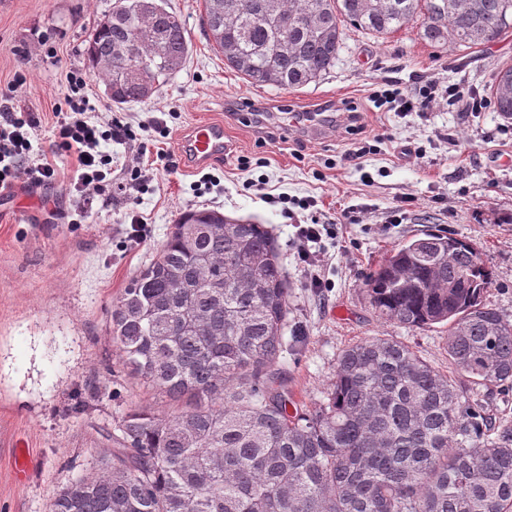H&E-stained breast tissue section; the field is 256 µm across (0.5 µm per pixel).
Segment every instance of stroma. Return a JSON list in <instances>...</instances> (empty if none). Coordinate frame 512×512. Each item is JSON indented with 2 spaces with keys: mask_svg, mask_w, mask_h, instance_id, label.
<instances>
[{
  "mask_svg": "<svg viewBox=\"0 0 512 512\" xmlns=\"http://www.w3.org/2000/svg\"><path fill=\"white\" fill-rule=\"evenodd\" d=\"M165 3L181 15L189 35L183 67L141 102L112 105L95 76L89 95L98 119L119 118L136 135L133 142L106 146L113 182L132 167L150 165L161 150L174 168L153 171L139 193L109 190L95 197L80 224L71 221L75 156L55 154L59 176L52 184L0 190V512H50L58 491L92 474L109 451L102 430L114 429L141 405L166 411V398L126 375L109 324L123 288L182 211L215 209L271 228L291 286L289 320L303 333L278 367L293 400L309 409L330 384L341 351L375 336L394 337L447 370L445 328L392 326L369 303L368 274L406 239L447 232L475 244L492 273L487 301L512 317V120L491 107L478 114L440 107L421 117L371 102L384 85L413 88L428 80L486 93L497 68L512 64V30L458 50L428 44L415 24L384 39L349 25L326 75L283 89L251 85L225 65L202 24L204 0ZM111 7L112 0H0V89L17 72L26 73L16 104L38 113L44 150L54 146L65 74L86 68V41ZM43 37L57 43V59L44 58ZM343 101L359 106L362 134H347L338 119L322 138L293 127L286 139H264L228 109L254 103L273 131L290 111L332 112ZM155 120L166 123L167 138L151 129ZM205 120L224 122L228 152L192 165L181 143ZM362 145L361 165L347 162L348 151ZM415 148L420 156H412ZM241 156L249 169L238 168ZM207 172L217 181L198 191ZM398 207L405 211L402 223H387ZM130 209L148 224V238L138 246L125 242L122 221ZM311 215L336 232V245L318 269L329 282L325 288L309 287L296 261L293 224ZM21 449L28 457L22 480L15 473Z\"/></svg>",
  "mask_w": 512,
  "mask_h": 512,
  "instance_id": "1",
  "label": "stroma"
}]
</instances>
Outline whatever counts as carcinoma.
<instances>
[{
	"label": "carcinoma",
	"instance_id": "1",
	"mask_svg": "<svg viewBox=\"0 0 512 512\" xmlns=\"http://www.w3.org/2000/svg\"><path fill=\"white\" fill-rule=\"evenodd\" d=\"M225 63L256 85L299 88L336 63L343 26L385 37L420 22L433 46L471 48L512 29V0H224ZM157 57L131 75L110 60ZM186 28L149 0H115L85 46L114 104L139 101L184 64ZM512 119V65L494 73ZM480 250L448 233L395 245L366 278L374 311L447 327L450 369L512 388V319L486 301ZM289 284L264 224L188 209L112 311L128 374L175 403L124 415L99 470L51 512H512V420L393 337L346 347L313 410L292 404L280 356Z\"/></svg>",
	"mask_w": 512,
	"mask_h": 512
}]
</instances>
